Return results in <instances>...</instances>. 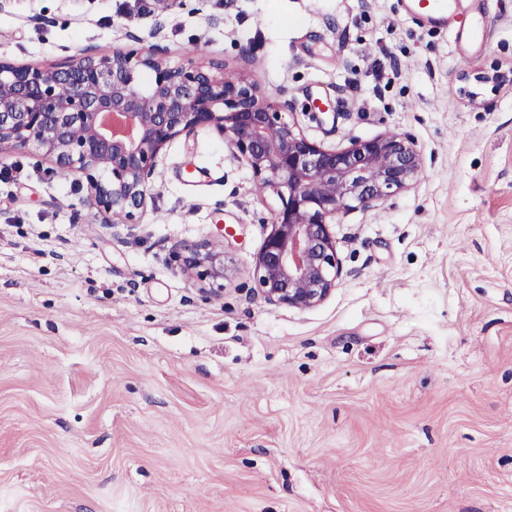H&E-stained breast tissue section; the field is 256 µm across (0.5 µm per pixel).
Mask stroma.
Segmentation results:
<instances>
[{
    "mask_svg": "<svg viewBox=\"0 0 512 512\" xmlns=\"http://www.w3.org/2000/svg\"><path fill=\"white\" fill-rule=\"evenodd\" d=\"M470 9L473 50L402 0H0L2 60L195 54L324 147L395 132L424 164L337 218L342 275L298 310L255 286L277 200L213 129L129 223L0 156V512H512V0ZM202 240L217 296L174 260Z\"/></svg>",
    "mask_w": 512,
    "mask_h": 512,
    "instance_id": "stroma-1",
    "label": "stroma"
}]
</instances>
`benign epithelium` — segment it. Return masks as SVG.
Wrapping results in <instances>:
<instances>
[{
	"label": "benign epithelium",
	"instance_id": "1",
	"mask_svg": "<svg viewBox=\"0 0 512 512\" xmlns=\"http://www.w3.org/2000/svg\"><path fill=\"white\" fill-rule=\"evenodd\" d=\"M204 126L278 199L254 266L255 284L273 305L306 310L324 302L342 272L333 221L409 189L423 172L419 151L397 133L339 150L311 141L285 120L277 99L222 63L170 66L150 48L49 67L0 60V155L32 150L61 174H83L87 203L106 222L145 210L161 151ZM181 269L204 290H224V253L208 241L183 246Z\"/></svg>",
	"mask_w": 512,
	"mask_h": 512
}]
</instances>
